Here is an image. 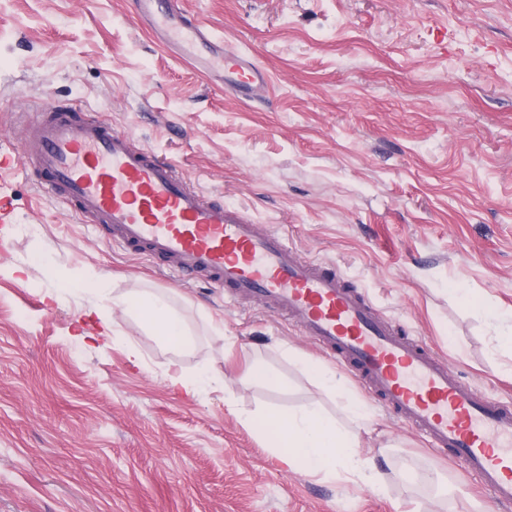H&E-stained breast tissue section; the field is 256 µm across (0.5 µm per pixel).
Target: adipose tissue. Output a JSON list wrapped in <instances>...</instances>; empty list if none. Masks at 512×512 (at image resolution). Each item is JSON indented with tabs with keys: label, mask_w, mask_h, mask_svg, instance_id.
<instances>
[{
	"label": "adipose tissue",
	"mask_w": 512,
	"mask_h": 512,
	"mask_svg": "<svg viewBox=\"0 0 512 512\" xmlns=\"http://www.w3.org/2000/svg\"><path fill=\"white\" fill-rule=\"evenodd\" d=\"M131 305L164 344L175 349L190 347L192 338L166 297L145 292L132 300ZM267 423L274 428L290 465L313 475L340 471L362 479L372 488H380V477L372 459L359 451L357 433L341 427L319 408L276 414Z\"/></svg>",
	"instance_id": "adipose-tissue-1"
}]
</instances>
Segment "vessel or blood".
<instances>
[{
	"instance_id": "obj_1",
	"label": "vessel or blood",
	"mask_w": 512,
	"mask_h": 512,
	"mask_svg": "<svg viewBox=\"0 0 512 512\" xmlns=\"http://www.w3.org/2000/svg\"><path fill=\"white\" fill-rule=\"evenodd\" d=\"M155 37L240 97L267 81L263 66L213 39L177 0H137ZM29 176L73 203L126 249L199 276L230 297L285 315L347 366L399 420L456 460L499 503L512 504V406L460 380L402 335L335 267L303 257L285 236L191 187L168 159L103 120L55 102L27 124Z\"/></svg>"
}]
</instances>
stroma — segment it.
<instances>
[{
	"instance_id": "35a3bbf8",
	"label": "stroma",
	"mask_w": 512,
	"mask_h": 512,
	"mask_svg": "<svg viewBox=\"0 0 512 512\" xmlns=\"http://www.w3.org/2000/svg\"><path fill=\"white\" fill-rule=\"evenodd\" d=\"M180 2L269 86L243 99L209 80L135 0H0V512H512L287 317L112 242L29 180L20 151L43 104L95 114L512 403V0ZM90 270L108 298L72 288ZM145 291L169 297L190 350L127 307ZM256 361L280 384H246ZM204 370L221 383L173 387ZM351 399L377 489L287 465L262 424L317 406L350 427Z\"/></svg>"
}]
</instances>
